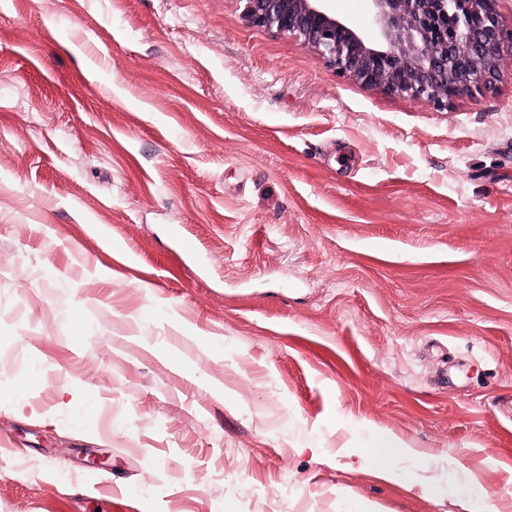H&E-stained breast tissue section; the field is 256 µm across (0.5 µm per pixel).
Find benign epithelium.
<instances>
[{
    "label": "benign epithelium",
    "mask_w": 512,
    "mask_h": 512,
    "mask_svg": "<svg viewBox=\"0 0 512 512\" xmlns=\"http://www.w3.org/2000/svg\"><path fill=\"white\" fill-rule=\"evenodd\" d=\"M252 25L288 34L365 87L449 108L501 78L512 48L499 0H370L374 38L336 17L328 0H242Z\"/></svg>",
    "instance_id": "benign-epithelium-1"
}]
</instances>
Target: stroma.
<instances>
[{
  "label": "stroma",
  "instance_id": "1",
  "mask_svg": "<svg viewBox=\"0 0 512 512\" xmlns=\"http://www.w3.org/2000/svg\"><path fill=\"white\" fill-rule=\"evenodd\" d=\"M242 10L0 0V512H512V53L439 111ZM417 451L395 437L378 438L366 456V461L380 472L392 476L403 456L416 455Z\"/></svg>",
  "mask_w": 512,
  "mask_h": 512
}]
</instances>
